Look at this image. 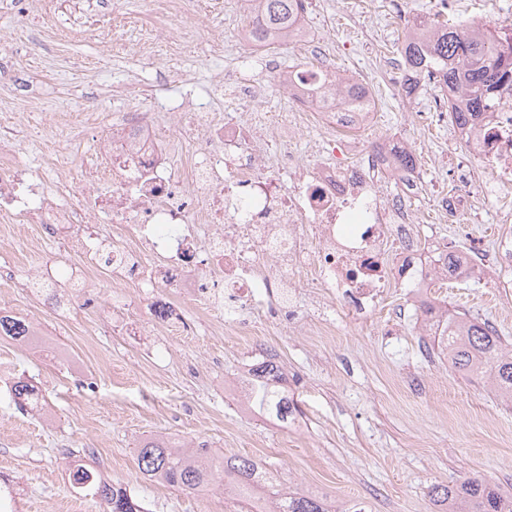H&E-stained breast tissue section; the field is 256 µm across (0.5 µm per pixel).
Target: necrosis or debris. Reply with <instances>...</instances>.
Returning a JSON list of instances; mask_svg holds the SVG:
<instances>
[{
    "mask_svg": "<svg viewBox=\"0 0 512 512\" xmlns=\"http://www.w3.org/2000/svg\"><path fill=\"white\" fill-rule=\"evenodd\" d=\"M267 43L317 57L314 68L275 73L288 97L284 113L259 108L264 91L251 85L240 96L246 112L217 109L208 95L148 94L113 120L92 153L77 159L51 142L36 178L17 146L20 119L0 121V238L34 224L41 238L67 242L82 259L67 284L43 275L54 310H73L77 290L96 287L108 268L152 289L159 323L178 321L161 294L176 288L241 336L283 318L324 331L325 306L311 319L300 312L303 289H320L327 304L358 320L379 308L393 281L421 290L442 276L441 267L414 261L419 169L398 166L390 143L362 140L374 98L349 112L335 54L315 45L305 21L270 33ZM314 121L321 137L300 151L297 140ZM339 142L359 143V163L341 161ZM460 143L490 183L512 189V85L498 89L487 118ZM76 170L89 204L69 199ZM384 176L400 183L399 192L379 191ZM102 220L111 227L106 251L95 229Z\"/></svg>",
    "mask_w": 512,
    "mask_h": 512,
    "instance_id": "obj_1",
    "label": "necrosis or debris"
}]
</instances>
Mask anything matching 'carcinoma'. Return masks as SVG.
I'll list each match as a JSON object with an SVG mask.
<instances>
[{
    "mask_svg": "<svg viewBox=\"0 0 512 512\" xmlns=\"http://www.w3.org/2000/svg\"><path fill=\"white\" fill-rule=\"evenodd\" d=\"M256 2L257 21L252 37L258 45H266L269 29H286L297 20L299 0ZM401 56L409 74L404 85L407 96L417 92L423 79L444 91L464 90L465 105L448 112L450 122L461 129L486 117L496 89L512 80V43L504 44L500 32L490 24L475 28L448 21L429 27L421 22L403 40ZM29 335L26 320L0 314V336L26 342ZM437 345L448 353L453 368L467 374H489L499 396L512 402V352L507 350L496 326L450 313ZM253 373L259 382L252 383L251 409L287 420L291 400L279 387L280 366L269 361ZM11 392L21 409L38 401L37 387L26 379L14 382ZM137 465L149 479L182 491L198 492L220 482L245 502L253 498L256 490H266L273 497L272 512H331L325 500L316 494L277 489L272 478L249 456L209 458L198 449L189 451L154 439L137 449ZM71 477L98 500L102 512H143L140 502L125 488L103 480L81 464L71 471ZM428 496L435 512H512V495L476 476L448 486L433 485Z\"/></svg>",
    "mask_w": 512,
    "mask_h": 512,
    "instance_id": "obj_1",
    "label": "carcinoma"
}]
</instances>
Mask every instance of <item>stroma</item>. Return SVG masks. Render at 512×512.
<instances>
[{
    "label": "stroma",
    "instance_id": "35a3bbf8",
    "mask_svg": "<svg viewBox=\"0 0 512 512\" xmlns=\"http://www.w3.org/2000/svg\"><path fill=\"white\" fill-rule=\"evenodd\" d=\"M165 5L117 0L109 11L101 0H85L78 18L56 0L26 13L0 7V56L16 61L0 79L7 87L0 114L24 119L21 156L30 169L40 167L49 114H69L67 148L90 152L96 140L81 116L110 123L112 91L129 79L144 92L155 89L159 77L142 60V48L179 73L167 88L175 96L199 93L222 71L261 79L270 68L286 71L313 60L285 47L211 55L208 40L223 32L236 0H190L174 16ZM435 17L430 0H315L309 26L312 38L334 40L339 71L374 86L379 106L368 140L418 146L424 184L414 205L425 251L477 242L490 250L512 238V223L493 222L487 208L512 205V190L472 188L470 203L483 211L479 223L444 216L438 197L454 183L466 153L455 146L452 125L431 112L438 88L423 85L408 99L394 81L402 61L394 41ZM165 20L197 33L195 52L152 40V27ZM39 78L45 85L34 112L28 85ZM37 231L27 224L20 237L0 243V312L46 335L33 345L0 337V483L13 485L17 512H100L69 476L76 461L125 486L147 512H245L221 486L189 493L144 478L136 449L149 438L214 457L251 456L277 485L317 491L359 512H434L429 487L472 475L512 492V403L495 395L487 376L456 371L433 337L421 335L422 300L410 289H389L367 320L335 315L326 335L270 323L262 335L239 336L206 326L201 308L187 303L179 306L183 328L155 323L145 289L114 287L105 270L98 288L79 293L75 319L63 321L27 286L34 269L61 280L72 271L62 246L38 239ZM426 300L489 321L512 343V270L491 265L477 282L439 280ZM269 346L300 407L289 425L246 412L224 391L245 365L261 363ZM17 377L38 383L39 410L18 409L7 390Z\"/></svg>",
    "mask_w": 512,
    "mask_h": 512
}]
</instances>
